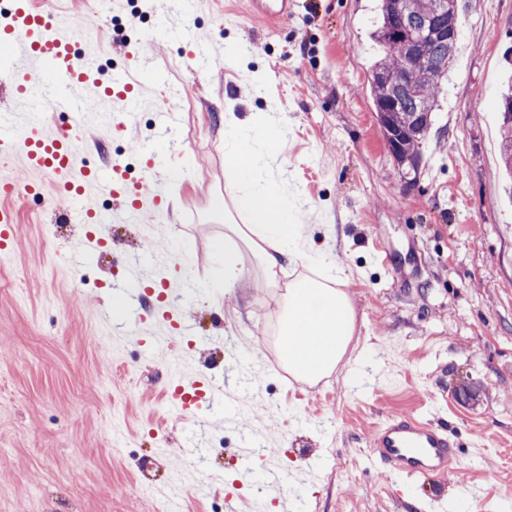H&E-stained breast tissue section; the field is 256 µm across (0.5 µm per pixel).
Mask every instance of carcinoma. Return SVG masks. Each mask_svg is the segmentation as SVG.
Returning <instances> with one entry per match:
<instances>
[{
    "mask_svg": "<svg viewBox=\"0 0 512 512\" xmlns=\"http://www.w3.org/2000/svg\"><path fill=\"white\" fill-rule=\"evenodd\" d=\"M460 30L437 0H379L372 39L379 47L371 75L405 71V49L417 50L416 67L429 80L414 84L370 82L375 110L390 127L391 153L399 160L420 157V144L433 125L442 82L457 50ZM500 153L505 177L512 178V91L501 95Z\"/></svg>",
    "mask_w": 512,
    "mask_h": 512,
    "instance_id": "cac0c4a2",
    "label": "carcinoma"
}]
</instances>
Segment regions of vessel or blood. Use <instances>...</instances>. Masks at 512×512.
I'll use <instances>...</instances> for the list:
<instances>
[{"label":"vessel or blood","mask_w":512,"mask_h":512,"mask_svg":"<svg viewBox=\"0 0 512 512\" xmlns=\"http://www.w3.org/2000/svg\"><path fill=\"white\" fill-rule=\"evenodd\" d=\"M12 21L0 27V82L8 84L15 98L22 99L33 87H40L50 105L71 113L70 133L55 134L46 130L40 119L19 126L6 113H0V153L19 155L29 170L51 175L59 195L78 199L87 187L120 199L128 212H161L165 202V182L157 162V149H148V160L142 176L129 181L120 161H112L102 169L80 165L83 151L81 133L91 98L112 97L133 101L137 86L141 51L127 50L126 69L111 85L92 81L74 54V47L83 40L81 31L60 27L35 3V0H8ZM250 13L262 16L269 28H276L288 15V0H248ZM91 91V98L78 99L74 89ZM43 189L38 181L21 185L0 179V251L15 243L16 213L11 205L20 194H37ZM223 398L222 389L190 377L175 385L170 404L180 414L201 399L216 402ZM236 455L239 472L250 477L262 471L265 487L280 500H287V476L278 468L259 469L262 458L255 436L242 439ZM459 464V444L449 431L413 411L394 412L385 416L372 432L365 456L367 468L377 470L401 481L421 479L430 475L447 476Z\"/></svg>","instance_id":"vessel-or-blood-1"}]
</instances>
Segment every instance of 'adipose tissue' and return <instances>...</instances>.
Here are the masks:
<instances>
[{
  "mask_svg": "<svg viewBox=\"0 0 512 512\" xmlns=\"http://www.w3.org/2000/svg\"><path fill=\"white\" fill-rule=\"evenodd\" d=\"M278 132L246 129L236 118L224 127V155L232 179L233 210L216 249L224 253V290L237 292L251 279L242 250L250 248L267 286H276L283 268L309 261L301 251L295 206L275 182L270 162ZM343 266L289 283L278 297L279 351L290 373L306 382L330 376L344 359L355 332V312L346 291Z\"/></svg>",
  "mask_w": 512,
  "mask_h": 512,
  "instance_id": "1",
  "label": "adipose tissue"
}]
</instances>
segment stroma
<instances>
[{"mask_svg": "<svg viewBox=\"0 0 512 512\" xmlns=\"http://www.w3.org/2000/svg\"><path fill=\"white\" fill-rule=\"evenodd\" d=\"M54 19L87 29L76 57L100 83L147 46V78L129 104L95 103L83 163L122 159L137 178L156 111L174 107L186 149L162 153L169 210L121 215L120 200L82 199L109 217L107 245L84 257L86 230L69 199L46 185L14 201L15 249L0 258V512H157L195 488L181 512H257L264 488L241 479L244 432L288 471L295 512H512V199L501 188L497 103L512 46V0H459L460 53L406 184L370 95L376 0H292L279 30L240 0H37ZM285 129L278 177L302 204L313 248L345 267L356 312L352 354L330 377H290L276 351L275 304L261 276L242 295L220 286L226 200L224 115ZM133 116L128 137L112 125ZM390 254L380 263L374 248ZM169 280L190 323L189 347L148 350L115 326L112 281ZM205 372L240 409L226 420L201 407L180 417L173 375ZM445 425L460 443L457 474L409 483L365 469L364 445L391 411ZM203 465L189 473L186 446ZM153 488L144 497L141 485ZM479 485L480 500L465 488Z\"/></svg>", "mask_w": 512, "mask_h": 512, "instance_id": "obj_1", "label": "stroma"}]
</instances>
